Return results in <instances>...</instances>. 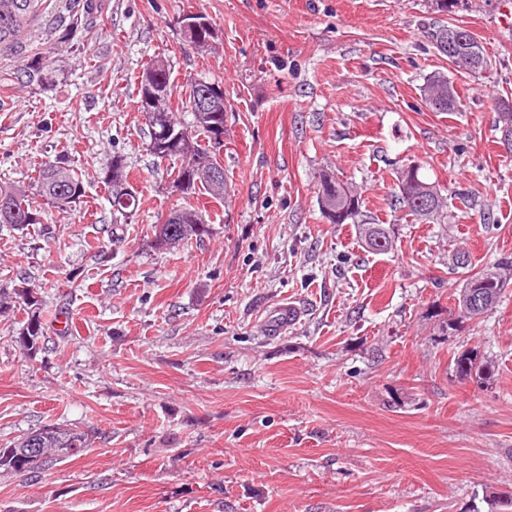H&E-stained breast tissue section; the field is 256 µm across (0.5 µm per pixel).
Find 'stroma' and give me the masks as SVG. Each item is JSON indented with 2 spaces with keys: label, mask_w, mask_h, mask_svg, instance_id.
Masks as SVG:
<instances>
[{
  "label": "stroma",
  "mask_w": 512,
  "mask_h": 512,
  "mask_svg": "<svg viewBox=\"0 0 512 512\" xmlns=\"http://www.w3.org/2000/svg\"><path fill=\"white\" fill-rule=\"evenodd\" d=\"M38 0L0 47V183L31 190L41 163L81 173L71 211L0 226V293L34 290L44 348L18 342L23 306L0 314V447L47 424L91 431L90 448L0 475V512H489L512 499V287L477 324L442 335L463 269L512 255V153L494 100H512V0ZM189 12L217 29L200 56ZM458 25L488 68L451 70L434 33ZM168 57L174 84L224 87L228 191L193 197L209 236L175 250L151 226L184 206L146 149L135 78ZM461 103L421 98L434 73ZM125 157L139 193L116 224L103 177ZM415 166L441 218L390 202ZM330 174L360 197L323 218ZM392 225L386 253L358 224ZM297 321L270 332L278 305ZM492 362L481 387L454 352ZM199 14L202 15L205 20H207L209 26L201 25L196 29L191 27L185 28L182 26L180 21V37L194 49H196L195 47H201L202 49H196L198 53L209 54L216 49L217 45H219V37L215 27L209 21V19L202 13ZM444 77L447 80L448 97H454L456 86L446 75L435 74L430 76L423 87L422 99L425 105L435 112H453L457 110L458 104H460L459 94H457V102L448 106L447 96L443 92H439V88L444 82Z\"/></svg>",
  "instance_id": "stroma-1"
}]
</instances>
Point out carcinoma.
Listing matches in <instances>:
<instances>
[{"instance_id":"obj_1","label":"carcinoma","mask_w":512,"mask_h":512,"mask_svg":"<svg viewBox=\"0 0 512 512\" xmlns=\"http://www.w3.org/2000/svg\"><path fill=\"white\" fill-rule=\"evenodd\" d=\"M35 0H0V45L8 44L20 32L34 12ZM180 37L191 47L199 48V53L209 54L219 45L218 33L214 26L198 28L179 27ZM172 76V64L165 57H156L146 64L136 76L138 93H143L146 81L152 79L160 92L157 121H147L149 128L148 150L157 159L161 155L168 156L170 174L173 181L186 180L187 186L182 194L189 197L199 188L204 189L215 199L224 198V192L217 191L208 182L197 183L190 177L187 168L194 162H206L215 167L220 166L217 154L220 149L212 141V130L202 125L194 112L197 86L211 85V82H193L185 89L184 94L173 103L176 95ZM444 76L435 74L429 77L423 87V101L434 112H454L458 104L450 105L447 96L439 92ZM184 110L191 113L194 119L191 124H184L178 118V112ZM103 181L107 187L112 203V213L118 214L123 221L135 217L139 210V197L129 182V170L126 159L122 155L112 156V163L105 172ZM121 182L128 189L129 202L123 205L115 195V183ZM398 192L395 194L396 205L406 216L416 220L432 218L439 214L443 207L442 197L436 186L423 181L419 171L402 168L397 171ZM36 187L39 196L62 211L80 202L85 188L82 177L73 169L61 166L56 162H45L38 170ZM320 206L333 205V209H343L345 214L339 218H328L331 224H343L358 211L359 197L348 186L335 178L324 175L320 178L318 189ZM41 207L28 199L26 190L7 184H0V224H10L22 228L27 224H39ZM360 235L366 247L376 253H386L393 246V227L384 224H361ZM210 234V225L202 217L201 210L188 203L171 211L165 219L155 225L154 246L162 250H171L193 239H202ZM512 284V256H504L491 267H485L469 274L463 285L455 289L452 297L455 300V314L441 321L442 335L458 330L466 321L475 320V314L468 313L467 297L474 293L481 297L485 306L479 311L483 315L495 309L502 294ZM15 298L23 300L27 309V320L21 329L19 340L31 337L30 350H40L44 327L39 312L38 299L33 291L23 288L15 294ZM454 372L462 380H474L486 385L492 377L491 365L477 360L470 351H463L454 358ZM36 436L39 447L43 448L42 463L68 459L83 452L91 440L86 431L48 425L31 431L14 441L7 448H0V471L4 473H23L29 471L19 456V449L26 447L30 436Z\"/></svg>"}]
</instances>
